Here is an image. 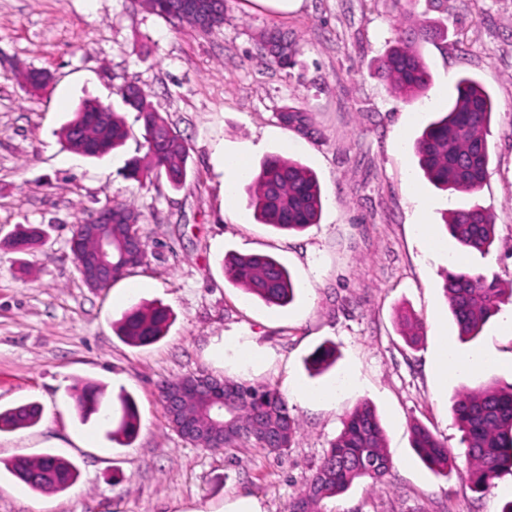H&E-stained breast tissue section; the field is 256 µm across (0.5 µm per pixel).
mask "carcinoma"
Wrapping results in <instances>:
<instances>
[{
    "instance_id": "cac0c4a2",
    "label": "carcinoma",
    "mask_w": 512,
    "mask_h": 512,
    "mask_svg": "<svg viewBox=\"0 0 512 512\" xmlns=\"http://www.w3.org/2000/svg\"><path fill=\"white\" fill-rule=\"evenodd\" d=\"M181 0H147L150 11L170 22L195 23L194 16L179 10ZM437 32L424 19L413 21L381 59L379 72L393 93L409 103L430 85V73L416 49V43L435 38ZM51 75L44 69H31L25 76L33 89L49 85ZM136 100L125 103L141 122L144 139L151 148L141 159L127 163L128 177L136 181L163 175L177 187L187 177L189 147L167 118L147 100L144 91ZM101 103L83 101L60 132L66 148L86 156L99 157L121 147L128 137L123 117L117 112L100 111ZM493 100L474 78L462 77L448 112L429 123L414 144L418 166L436 186L447 191L474 192L487 176L490 160L487 136L490 132ZM280 124L305 130L308 114L285 106L278 113ZM249 205L255 217L276 229L302 230L318 221L322 210V192L316 176L301 163L290 158L270 156L253 173L246 186ZM451 237L467 252L485 253L495 239V224L477 207L459 208L446 223ZM39 231L29 228L17 235L11 247L25 251L35 245ZM224 268L229 280L267 304L285 306L294 300L295 286L290 272L275 258L265 254H230ZM443 291L460 339L477 335L482 325L500 305L512 303V287H500L496 278L479 272L450 270ZM171 313L164 306L133 307L120 320L119 334L134 346L152 344L165 336ZM240 403L224 409V414L244 424L258 412L276 422H288V434L274 447H265L262 438L255 444L280 455L290 446L295 421L286 398L275 388L239 382ZM101 387L86 382L73 387L81 422L96 419L110 426L111 439H133L139 430L136 404L127 394L119 395L118 413L101 409ZM456 424L462 432L466 451V469L460 478L475 492L486 490L495 479L512 473V389L491 386L464 387L453 404ZM42 408L36 403L22 404L0 411V431L31 427L39 422ZM412 447L433 471L448 476L455 458L447 442L428 428L415 424L411 428ZM391 461L384 445V431L371 406L362 403L344 418L343 428L331 441L319 465L306 479L304 489L289 504L288 512H317L324 499L347 491L354 482L368 479L382 484L391 471ZM10 472L22 483L37 491H63L78 478L76 464L66 458L45 455L21 457L10 463Z\"/></svg>"
}]
</instances>
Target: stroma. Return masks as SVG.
<instances>
[{
    "label": "stroma",
    "instance_id": "stroma-1",
    "mask_svg": "<svg viewBox=\"0 0 512 512\" xmlns=\"http://www.w3.org/2000/svg\"><path fill=\"white\" fill-rule=\"evenodd\" d=\"M224 5L223 26L205 33L165 21L142 0H0V240L21 225L43 231L29 251L0 249V408L43 407L37 425L0 432V512H224L240 498L288 512L345 414L362 403L380 418L391 473L323 500L322 512H501L512 474L481 494L466 486L452 407L465 386L512 388V305L463 341L442 285L456 260L512 286V0H302L281 15L252 0ZM412 15L445 35L420 44L431 84L406 103L378 66ZM273 27L298 43L294 68L257 57L258 34ZM32 68L52 73L46 90L25 85ZM463 75L495 105L488 173L477 191H441L420 172L414 142ZM130 81L189 144L180 189L125 175L126 160L146 152L119 96ZM86 98L111 105L129 129L125 145L101 159L67 150L59 136ZM285 106L309 114L310 134L280 124ZM230 152L253 169L279 155L314 172L318 222L286 233L256 220L246 196L226 202L221 160ZM410 178L419 198L407 192ZM422 199L430 204L423 213ZM109 202L141 213L146 256L94 291L68 240L74 224ZM473 205L495 224L484 254L461 252L445 228L449 212ZM420 221L442 254L422 246ZM231 252L277 258L298 286L294 301L269 306L232 284L222 266ZM158 302L173 314L167 334L143 347L124 342L114 327L122 313ZM404 314L421 327L418 346L402 336ZM326 342L337 360L318 373L308 359ZM443 345L487 362L441 369L432 353ZM201 372L283 393L296 383L307 397L288 400L297 423L291 447L281 455L250 442L210 451L179 436L158 386ZM78 380L100 384L108 401L123 391L134 398L135 440L120 444L97 422L81 423L70 396ZM327 389L330 404L313 401ZM415 423L446 440L455 470L440 476L420 460ZM46 453L77 462L76 483L35 491L8 469L15 457Z\"/></svg>",
    "mask_w": 512,
    "mask_h": 512
}]
</instances>
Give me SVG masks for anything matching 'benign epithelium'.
I'll return each mask as SVG.
<instances>
[{"instance_id": "benign-epithelium-1", "label": "benign epithelium", "mask_w": 512, "mask_h": 512, "mask_svg": "<svg viewBox=\"0 0 512 512\" xmlns=\"http://www.w3.org/2000/svg\"><path fill=\"white\" fill-rule=\"evenodd\" d=\"M123 219L125 215L107 205L96 210L93 216L80 224V232L71 238V251L79 258V272L85 285L95 288L111 286L117 279L115 264L112 263V219ZM123 252L130 263V270L144 259V248L140 236V225H126ZM238 399V391L226 381H220L207 374H199L173 382L164 390L162 404L171 425L185 438L204 448L224 447V434L238 439L251 437L253 429L240 427L234 422H222L223 433L212 429L217 419H201L188 412V404L224 408V405Z\"/></svg>"}]
</instances>
